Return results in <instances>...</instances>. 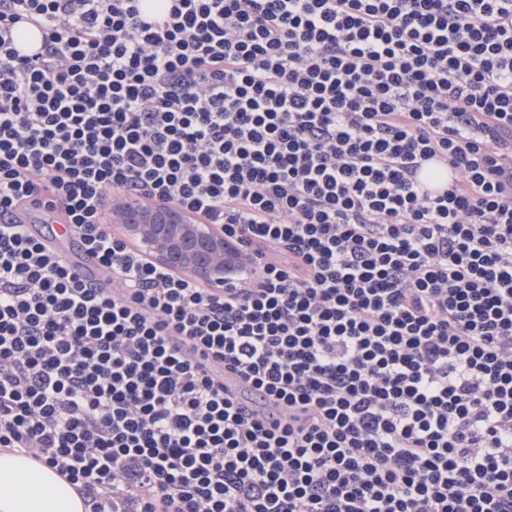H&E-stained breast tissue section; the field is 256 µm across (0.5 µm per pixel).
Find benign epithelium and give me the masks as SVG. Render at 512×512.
<instances>
[{
  "label": "benign epithelium",
  "instance_id": "1",
  "mask_svg": "<svg viewBox=\"0 0 512 512\" xmlns=\"http://www.w3.org/2000/svg\"><path fill=\"white\" fill-rule=\"evenodd\" d=\"M112 220L154 262L190 274L212 288H222L241 276L242 269L234 265L235 246L224 241L214 225L192 222L181 209L135 201L112 213Z\"/></svg>",
  "mask_w": 512,
  "mask_h": 512
}]
</instances>
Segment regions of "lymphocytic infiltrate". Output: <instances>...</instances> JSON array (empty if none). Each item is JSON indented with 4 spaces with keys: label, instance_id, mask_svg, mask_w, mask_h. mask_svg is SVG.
<instances>
[{
    "label": "lymphocytic infiltrate",
    "instance_id": "lymphocytic-infiltrate-1",
    "mask_svg": "<svg viewBox=\"0 0 512 512\" xmlns=\"http://www.w3.org/2000/svg\"><path fill=\"white\" fill-rule=\"evenodd\" d=\"M142 2L0 0V448L89 512H512V0ZM133 246L154 262L192 275L211 288H224L241 276L235 246L213 224L190 221L186 212L165 203L130 202L112 213ZM56 236L57 239L54 241L53 246L60 252L71 267L84 274H91L94 276L98 275L97 269L86 260L85 256L81 252H68L61 248V244L65 241H69L73 236L68 235L59 224L56 225Z\"/></svg>",
    "mask_w": 512,
    "mask_h": 512
}]
</instances>
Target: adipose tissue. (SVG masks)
Wrapping results in <instances>:
<instances>
[{
	"label": "adipose tissue",
	"instance_id": "obj_1",
	"mask_svg": "<svg viewBox=\"0 0 512 512\" xmlns=\"http://www.w3.org/2000/svg\"><path fill=\"white\" fill-rule=\"evenodd\" d=\"M0 512H88L81 496L33 458L0 451Z\"/></svg>",
	"mask_w": 512,
	"mask_h": 512
}]
</instances>
